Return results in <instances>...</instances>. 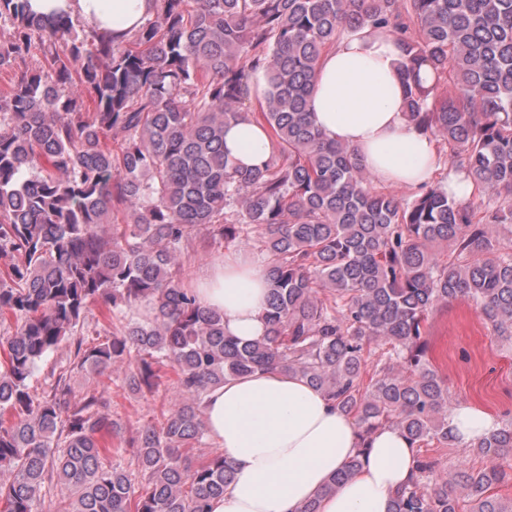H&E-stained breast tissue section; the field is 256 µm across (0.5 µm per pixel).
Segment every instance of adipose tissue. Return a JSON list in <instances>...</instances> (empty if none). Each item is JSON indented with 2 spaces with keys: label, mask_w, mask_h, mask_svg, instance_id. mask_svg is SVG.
Listing matches in <instances>:
<instances>
[{
  "label": "adipose tissue",
  "mask_w": 512,
  "mask_h": 512,
  "mask_svg": "<svg viewBox=\"0 0 512 512\" xmlns=\"http://www.w3.org/2000/svg\"><path fill=\"white\" fill-rule=\"evenodd\" d=\"M33 13L67 14L100 34L123 41L153 15L155 0H29ZM402 49L388 33L346 32L325 52L315 75L309 116L333 142L354 148L383 186L441 185L458 199L471 198L462 174L439 177L433 136L411 122L404 107ZM224 146L241 168L263 164L271 151L267 133L241 121L226 127ZM201 305L224 318L227 335L244 341L266 334L268 275L265 263L232 254L203 266L192 283ZM207 433L233 469L211 512H298L317 500L319 512H391L394 497L416 469V455L394 427L375 431L359 472L322 495L360 446L354 418L304 378L278 370L230 378L210 389L202 405ZM448 423L460 446L494 432L495 416L475 405L452 406Z\"/></svg>",
  "instance_id": "1"
}]
</instances>
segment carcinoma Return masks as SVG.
Returning a JSON list of instances; mask_svg holds the SVG:
<instances>
[{"label": "carcinoma", "mask_w": 512, "mask_h": 512, "mask_svg": "<svg viewBox=\"0 0 512 512\" xmlns=\"http://www.w3.org/2000/svg\"><path fill=\"white\" fill-rule=\"evenodd\" d=\"M155 2L154 17L116 43L69 16L33 14L28 0H0L12 29L0 69L15 68L0 93V512H209L233 470L221 453L195 464L183 452L206 444L204 395L269 369L324 391L364 439L403 432L419 464L393 512H512V498L491 493L512 478V424L475 444L479 469L442 478L426 453L458 445L448 384L428 358L433 311L468 300L512 340V252L489 230L512 228V0ZM360 27L401 42L407 116L448 150L478 202L438 185L410 199L378 192L354 151L311 124L325 50ZM259 72L268 89L248 112ZM243 120L272 140L256 168L224 153V127ZM202 232L218 246L259 234L270 283L262 339L226 335L221 313L184 286ZM100 303L124 319L110 336L85 329ZM64 343L69 359L32 392L35 370ZM123 366L143 393L164 371L176 376L172 412L123 439L135 474L112 463L106 391L71 392L74 374L110 380Z\"/></svg>", "instance_id": "carcinoma-1"}]
</instances>
